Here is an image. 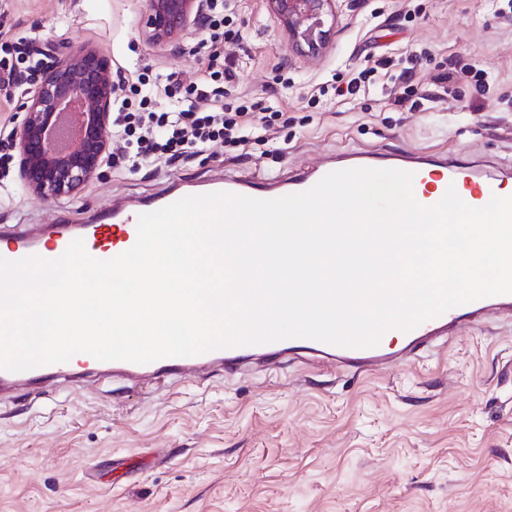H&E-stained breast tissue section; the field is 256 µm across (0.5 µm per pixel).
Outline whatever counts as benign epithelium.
I'll use <instances>...</instances> for the list:
<instances>
[{"mask_svg":"<svg viewBox=\"0 0 512 512\" xmlns=\"http://www.w3.org/2000/svg\"><path fill=\"white\" fill-rule=\"evenodd\" d=\"M289 39L318 54L327 44L328 21L336 20L339 0H265ZM203 0H149V37L175 44L202 22ZM115 82L109 59L84 50L42 67L23 116L9 137L19 159V182L27 193L67 197L98 177L111 142Z\"/></svg>","mask_w":512,"mask_h":512,"instance_id":"1","label":"benign epithelium"}]
</instances>
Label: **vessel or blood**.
<instances>
[{"mask_svg":"<svg viewBox=\"0 0 512 512\" xmlns=\"http://www.w3.org/2000/svg\"><path fill=\"white\" fill-rule=\"evenodd\" d=\"M432 167L437 170V182L433 187L435 199H442L448 188L464 187L470 189L471 204L477 208L487 205L499 181L512 174V167L507 165L490 171L478 163L460 167L448 158L429 154L382 156L372 151H352L342 154L333 167L305 171L290 180L270 178L257 181L229 177L210 183L208 190L267 200L306 191L333 168L397 169L413 173L414 183L419 184L424 182L426 171ZM184 195V190L173 189L144 200L132 210L124 203L116 202L89 224H72L62 216L53 224L37 228L20 225L2 231L0 257L11 261L28 256L52 260L60 257L73 240L80 238L92 257L100 260L114 258L135 244L139 214L160 209ZM492 312L511 315L512 294L483 297L453 307L403 333V342L396 349L384 341L373 347L345 348L312 339L293 338L262 345L233 346L188 357H168L147 364L100 361L87 354H78L64 363L22 372L0 369V399L18 388H37L64 375L95 376L106 382L150 380L165 386L196 377L207 370L233 376L252 364L270 368L288 359L359 374L380 371L398 362L414 360L420 351L447 344L457 331L478 324Z\"/></svg>","mask_w":512,"mask_h":512,"instance_id":"vessel-or-blood-1","label":"vessel or blood"}]
</instances>
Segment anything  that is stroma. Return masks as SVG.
<instances>
[{"instance_id":"stroma-1","label":"stroma","mask_w":512,"mask_h":512,"mask_svg":"<svg viewBox=\"0 0 512 512\" xmlns=\"http://www.w3.org/2000/svg\"><path fill=\"white\" fill-rule=\"evenodd\" d=\"M147 0H0V45L92 48L126 85L226 67V102L279 116L247 144L168 164H105L70 199L23 193L0 145V225L96 218L173 184L292 177L352 150L512 163V0H352L327 49L298 51L265 0H235L225 42L148 40ZM403 105H394L395 97ZM0 512H512V317L416 362L362 374L290 361L158 389L93 378L0 404Z\"/></svg>"}]
</instances>
